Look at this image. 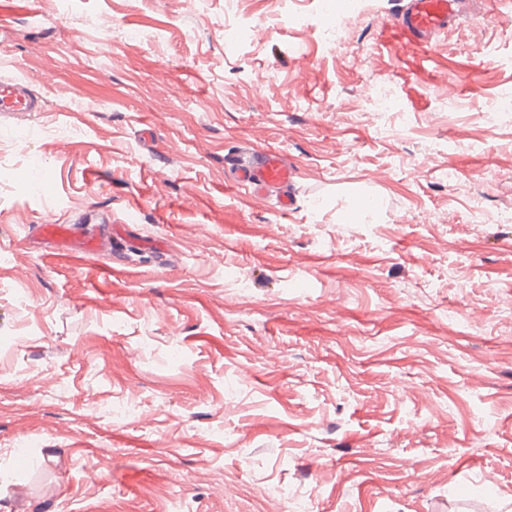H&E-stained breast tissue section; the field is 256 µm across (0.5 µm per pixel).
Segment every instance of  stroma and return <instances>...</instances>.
Masks as SVG:
<instances>
[{
  "label": "stroma",
  "instance_id": "stroma-1",
  "mask_svg": "<svg viewBox=\"0 0 512 512\" xmlns=\"http://www.w3.org/2000/svg\"><path fill=\"white\" fill-rule=\"evenodd\" d=\"M397 2L338 48L336 0H0V512L512 508V0L405 57ZM88 210L122 241L29 250ZM44 102L20 78L0 79V112H41ZM229 165L234 171L233 187L244 190L251 198H267L270 193L278 192L284 198L280 201L281 212L292 209L288 193L298 177V167L286 153L249 148L246 159L233 156Z\"/></svg>",
  "mask_w": 512,
  "mask_h": 512
}]
</instances>
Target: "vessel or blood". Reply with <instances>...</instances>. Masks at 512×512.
Listing matches in <instances>:
<instances>
[{
  "label": "vessel or blood",
  "instance_id": "obj_1",
  "mask_svg": "<svg viewBox=\"0 0 512 512\" xmlns=\"http://www.w3.org/2000/svg\"><path fill=\"white\" fill-rule=\"evenodd\" d=\"M469 13L470 0H400L395 20L381 39L426 49L438 35L447 32ZM43 109V101L31 94L25 80L0 79V112H40ZM230 165L235 188L257 198L279 193L283 197L281 212L290 210L287 195L298 176V167L286 153L252 148L246 158L232 157ZM31 235L41 244L87 256L98 254L108 240L107 235L88 232L66 217L33 226Z\"/></svg>",
  "mask_w": 512,
  "mask_h": 512
}]
</instances>
